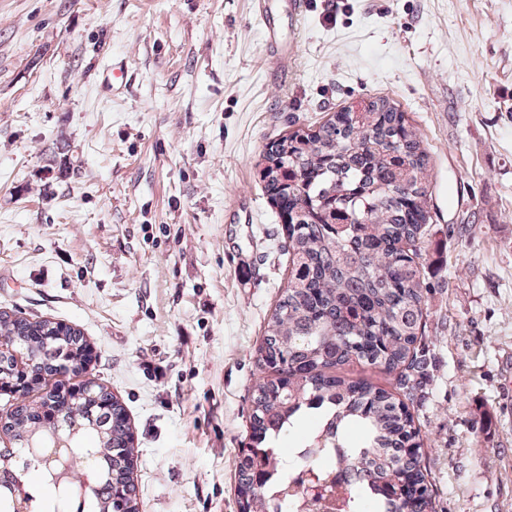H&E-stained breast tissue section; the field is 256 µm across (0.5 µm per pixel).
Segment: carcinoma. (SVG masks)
I'll list each match as a JSON object with an SVG mask.
<instances>
[{"label": "carcinoma", "instance_id": "1", "mask_svg": "<svg viewBox=\"0 0 512 512\" xmlns=\"http://www.w3.org/2000/svg\"><path fill=\"white\" fill-rule=\"evenodd\" d=\"M264 188L285 225L292 269L287 286L256 349L261 376L252 393L249 442L236 469L240 512H270L271 470L283 463L280 435L307 410L323 408L319 425L300 443L298 478L279 481L283 505L306 501V512L325 508L306 499L308 475L326 481L311 456L343 448L336 467L358 472L346 512H437L424 463L425 440L408 404L428 375L417 347L425 310L421 239L430 215L428 158L416 130L386 98L367 112H339L314 131L295 130L264 157ZM0 339L24 351L27 363L0 358V385L26 375L45 390L35 403L21 401L0 429L3 480L14 476L26 491L34 473L59 492L34 457L51 446L57 427L69 467L63 484L85 489L82 512H139L133 430L123 404L103 384L85 395H60L68 373L81 372L89 345L81 331L48 319L31 321L0 312ZM358 362L392 378L385 389L340 375ZM362 435L359 442L351 433Z\"/></svg>", "mask_w": 512, "mask_h": 512}]
</instances>
